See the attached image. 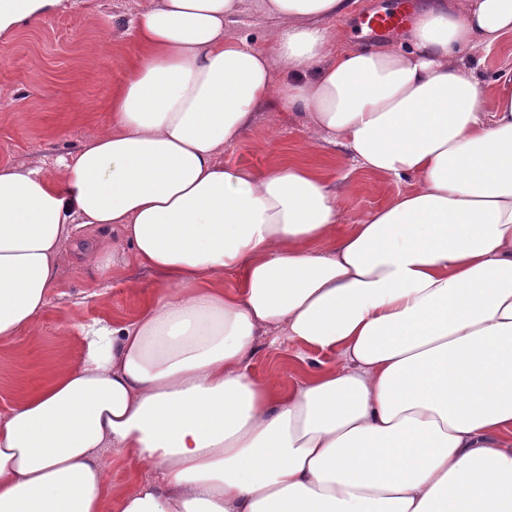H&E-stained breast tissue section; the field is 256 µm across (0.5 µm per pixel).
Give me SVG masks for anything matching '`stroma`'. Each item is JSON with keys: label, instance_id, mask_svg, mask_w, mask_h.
<instances>
[{"label": "stroma", "instance_id": "35a3bbf8", "mask_svg": "<svg viewBox=\"0 0 512 512\" xmlns=\"http://www.w3.org/2000/svg\"><path fill=\"white\" fill-rule=\"evenodd\" d=\"M150 0H68L65 8L23 25L0 39V163L25 162L53 177L58 158L75 152L105 125L115 91L134 64L140 47L130 26ZM262 0H242L234 23L225 27L232 40L261 47L272 25ZM111 53H103V44ZM303 112L270 104L260 108L252 127L224 149V165L264 176L277 161L298 159L321 167L340 194L339 221L359 223L386 204L410 181H394L353 167L338 146L322 143L310 152ZM151 288L154 277L137 269L130 257L116 259L112 286L99 287L90 270L68 260L50 293V304L31 332L0 340V415L65 369L81 348L80 328L98 319H133L141 295L127 288L129 279ZM329 356L301 352L289 341L260 342L250 363L258 378H297L296 366L312 372L328 366Z\"/></svg>", "mask_w": 512, "mask_h": 512}]
</instances>
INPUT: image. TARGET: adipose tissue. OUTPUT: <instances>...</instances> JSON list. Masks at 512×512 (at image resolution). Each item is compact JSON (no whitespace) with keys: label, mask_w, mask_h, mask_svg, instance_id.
I'll return each instance as SVG.
<instances>
[{"label":"adipose tissue","mask_w":512,"mask_h":512,"mask_svg":"<svg viewBox=\"0 0 512 512\" xmlns=\"http://www.w3.org/2000/svg\"><path fill=\"white\" fill-rule=\"evenodd\" d=\"M65 2L0 0V36ZM239 3L153 0L108 125L54 179L0 164L1 338L68 240L101 287L127 248L155 276L0 416V512H512V67L489 97L471 71L512 0H415L403 42L350 50V0H264V49L226 39ZM269 102L414 186L343 228L316 168L220 163ZM263 336L334 362L256 378ZM115 452L154 481L110 487Z\"/></svg>","instance_id":"1"}]
</instances>
